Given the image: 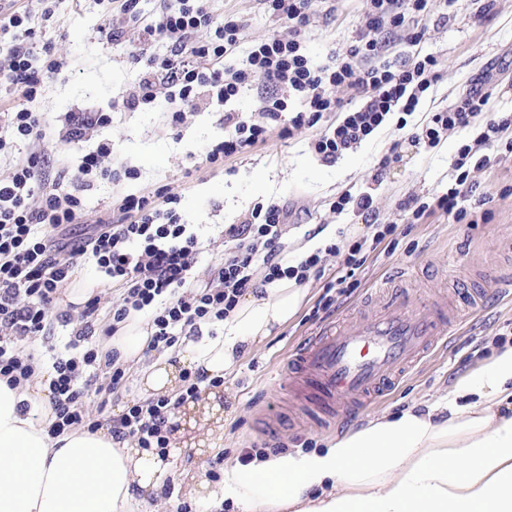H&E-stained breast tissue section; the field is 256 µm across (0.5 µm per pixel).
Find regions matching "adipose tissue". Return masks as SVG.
Segmentation results:
<instances>
[{
    "mask_svg": "<svg viewBox=\"0 0 512 512\" xmlns=\"http://www.w3.org/2000/svg\"><path fill=\"white\" fill-rule=\"evenodd\" d=\"M307 291L283 279L247 292L206 343L183 338L139 373L145 397L179 396L184 370L231 374L244 351L296 316ZM151 336L137 316L107 341L121 361L139 362ZM222 392L189 403L187 425L169 444L206 430L224 440ZM28 411H21V404ZM55 420L45 370L23 386L0 379V512H134L171 467L168 456L112 439L111 425L50 435ZM224 488L243 512H512V346L459 377L426 410L370 420L322 451L225 465Z\"/></svg>",
    "mask_w": 512,
    "mask_h": 512,
    "instance_id": "ef3b65f1",
    "label": "adipose tissue"
}]
</instances>
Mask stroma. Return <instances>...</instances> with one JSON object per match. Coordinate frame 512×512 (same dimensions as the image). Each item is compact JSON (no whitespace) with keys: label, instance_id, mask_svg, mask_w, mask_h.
I'll return each instance as SVG.
<instances>
[{"label":"stroma","instance_id":"1","mask_svg":"<svg viewBox=\"0 0 512 512\" xmlns=\"http://www.w3.org/2000/svg\"><path fill=\"white\" fill-rule=\"evenodd\" d=\"M30 13L38 43H50L65 58L66 68L48 80L41 97L29 102L18 91L0 87V113L26 106L41 113L46 130L59 144L57 169H73L81 146L63 142L62 119L68 112L111 111L112 124L94 129L91 143H112L110 167L133 166L135 180L100 181L84 193L85 214L74 234L93 228L112 209L119 196L151 192L164 187L177 193L182 223L192 225L202 242L198 272L207 276L224 256L225 225L237 224L252 208L271 199L288 202L294 211L285 236L289 256L298 243L311 249L346 244L366 236L368 229L352 211H331L341 194L372 190L381 222L396 225V246L380 244L368 254L361 285L339 297L329 319L356 326L365 303L377 286L398 270H406L403 287L412 303L433 294H447L456 306L443 347L409 370L396 386L363 413L347 412L335 428L324 429L305 403L293 401L282 384L281 370L301 341L326 322L309 314L323 293V283L309 280L308 299L297 315L259 348L244 354L231 376L225 378L224 445L177 448L167 474L175 485L171 497L153 493L139 512H175L184 502L178 487L186 471L208 466L216 455L238 461L269 446L280 454L291 450L321 449L352 429L384 414L406 407L426 406L447 394L455 378L488 361L499 347L512 343V300L498 297L494 282L500 270L512 268V156L493 168L472 170L475 191L469 207H481L476 223L455 224L433 217L422 224L408 223L398 203L409 196L431 199L446 193L452 183V161L459 146L470 138L467 130H451L432 149L412 143L410 128L421 126L429 113L446 109L471 83L484 82L490 106L499 115L512 114V0H495L483 22H475L476 0H431V22L421 43L423 53L439 62L440 79L426 93L418 112L407 116L399 129L398 114L357 149L336 162H321L310 150L315 129L295 132L289 139L271 133L266 142L249 152L227 158L223 168L201 165L200 155L222 141L224 126L216 105L200 102L187 111L182 125L172 126L165 100L155 108L131 112L121 106L123 97L140 79L141 68L128 56L131 45L142 42L140 26L125 22L123 14L104 15L95 0H55L54 16L43 21L42 0H22ZM215 14L244 21L238 56L250 46L286 27L271 15L264 0H209ZM125 31L121 41L108 43L100 34L105 22ZM363 23L358 0H338L334 18L316 12L304 39L315 64L349 47ZM399 154L381 183H374L375 166L389 147Z\"/></svg>","mask_w":512,"mask_h":512}]
</instances>
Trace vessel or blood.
Listing matches in <instances>:
<instances>
[{
  "label": "vessel or blood",
  "instance_id": "obj_1",
  "mask_svg": "<svg viewBox=\"0 0 512 512\" xmlns=\"http://www.w3.org/2000/svg\"><path fill=\"white\" fill-rule=\"evenodd\" d=\"M449 324L447 301L429 298L413 305L391 293L358 330L335 326L306 337L288 359L283 378L293 393L315 385L320 398L313 407L329 424L345 407L365 409L388 391L403 369L436 349Z\"/></svg>",
  "mask_w": 512,
  "mask_h": 512
}]
</instances>
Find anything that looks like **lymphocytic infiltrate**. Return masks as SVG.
<instances>
[{
    "mask_svg": "<svg viewBox=\"0 0 512 512\" xmlns=\"http://www.w3.org/2000/svg\"><path fill=\"white\" fill-rule=\"evenodd\" d=\"M363 2L364 25L355 42L319 66L307 52L303 31L310 24L312 6L323 5L331 13L333 0H265L288 33L254 43L245 62L236 66L231 59L240 44L241 20L232 15L215 18L206 0H165L144 23L143 32L167 51L150 54L142 48L133 53L134 63L142 64L143 71L122 106L134 112L154 107L158 97H165L177 126L184 121L186 110L200 100L222 105L245 87L259 84L264 103L260 116L247 119L225 112V136L205 150V164L220 168L226 158L265 142L270 131L286 139L312 127L317 130L310 143L313 153L322 162H335L382 127L390 114L417 111L439 80L438 62L431 55L418 54L400 64L381 58L388 35L420 45L425 31L419 23L428 15L429 0ZM203 29L209 30L208 38H199ZM5 36L13 46L0 59V85L21 91L24 98H35L65 61L51 45L33 42L30 17L18 0H0V38ZM341 86L353 92L356 105H346L336 97L335 90ZM489 98L483 83H474L448 109L434 113L410 133L412 142L433 148L448 131L472 127L477 116L486 118L482 130L458 148L452 164L455 179L447 193L430 202L416 197L401 201L408 223H421L436 212L463 223L469 217L471 168L491 167L499 156L512 154V138L503 136L512 128V117L487 114ZM293 99L299 103L294 111L288 108ZM330 114L334 122L323 125V118ZM0 122L10 132L9 137L0 136V152L18 141L33 147L28 156L14 163L7 177L0 178V377L11 387L22 384L38 365L33 346L48 339L54 322L75 324L69 342L71 355L54 358L48 370L55 414L51 432L55 435L74 428L96 431L102 421L86 409L85 396L95 392L104 409L110 395L127 382L117 352L92 340L97 298L88 299L78 312L58 306L60 291L80 262H93L121 290L104 336L115 335L130 315L144 313L152 331L148 348L160 353L175 347L181 337L201 335L203 327L223 322L245 292L261 283L283 278L300 285L324 280V293L314 310L330 312L337 296L360 286L368 245H380L396 232L395 225L380 222L370 193L343 194L331 202V210L353 209L371 229V239L351 241L343 249L332 244L325 252H311L286 266L281 261L282 236L291 211L287 204L271 200L254 206L241 223L225 225L228 249L224 259L203 279L197 272L201 243L190 225L180 221L177 194L158 189L119 196L112 203L111 219L100 221L92 235L73 237L72 225L84 216V191L98 180L138 178V170L107 166L112 145L104 140L84 154L74 169L70 176L74 190L46 189L52 162L41 115L16 107L0 114ZM326 252L341 259L338 272L330 278L323 266ZM258 268L263 271L259 277L254 274ZM187 377L184 397L129 401L112 421L113 440L165 450L168 420L183 398H198L203 384L215 387L220 383L202 370L188 372Z\"/></svg>",
    "mask_w": 512,
    "mask_h": 512,
    "instance_id": "f902f5d3",
    "label": "lymphocytic infiltrate"
}]
</instances>
